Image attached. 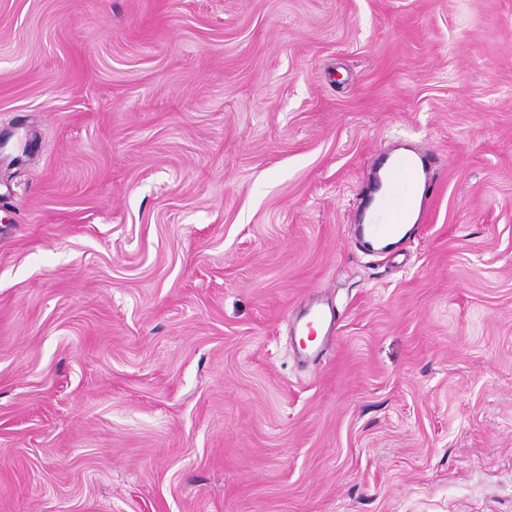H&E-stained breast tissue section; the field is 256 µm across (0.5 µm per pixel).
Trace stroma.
I'll return each instance as SVG.
<instances>
[{
	"mask_svg": "<svg viewBox=\"0 0 512 512\" xmlns=\"http://www.w3.org/2000/svg\"><path fill=\"white\" fill-rule=\"evenodd\" d=\"M0 512H512V0H0ZM372 167L359 194L355 229L370 250L382 252L424 224L438 185L431 159L404 145L377 154ZM378 208L386 215L384 224L374 217ZM334 315L322 307L318 302L312 303L303 314L297 326L295 335L300 336L307 327L318 326L325 330V335L332 332L334 328Z\"/></svg>",
	"mask_w": 512,
	"mask_h": 512,
	"instance_id": "obj_1",
	"label": "stroma"
}]
</instances>
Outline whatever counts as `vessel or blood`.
Segmentation results:
<instances>
[{"label":"vessel or blood","mask_w":512,"mask_h":512,"mask_svg":"<svg viewBox=\"0 0 512 512\" xmlns=\"http://www.w3.org/2000/svg\"><path fill=\"white\" fill-rule=\"evenodd\" d=\"M370 180L360 192L355 229L368 248L388 250L424 224L438 186L429 158L400 145L377 154ZM318 326L332 332L334 315L312 303L297 329Z\"/></svg>","instance_id":"obj_1"}]
</instances>
